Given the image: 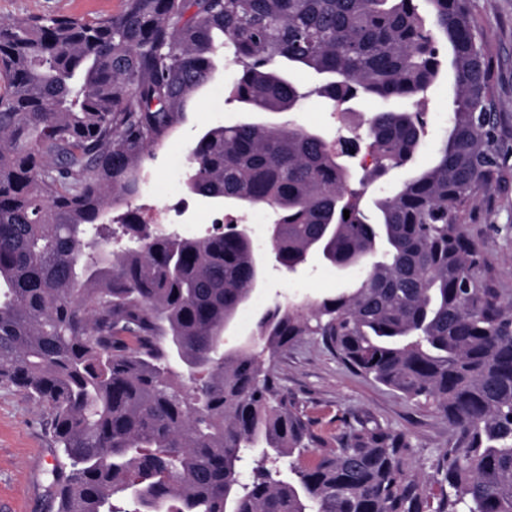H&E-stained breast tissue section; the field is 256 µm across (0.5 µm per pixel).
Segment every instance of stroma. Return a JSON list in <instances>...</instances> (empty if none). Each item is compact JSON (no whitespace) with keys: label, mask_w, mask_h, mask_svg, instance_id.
Listing matches in <instances>:
<instances>
[{"label":"stroma","mask_w":512,"mask_h":512,"mask_svg":"<svg viewBox=\"0 0 512 512\" xmlns=\"http://www.w3.org/2000/svg\"><path fill=\"white\" fill-rule=\"evenodd\" d=\"M472 5L493 40V63L504 116L498 131L501 160L512 168V0H473ZM122 7L123 0H0V19L74 15L93 20L118 14ZM228 80L227 73L216 72L189 106L185 122L166 139L149 164L143 193L130 206L108 210L106 217L110 235L117 238L112 246L116 252L134 245L123 221L127 210L144 213L166 207L176 196L189 197V207L173 223L162 225V232L201 237L210 233L216 218L222 216L244 225L260 253L263 275L226 330L224 341L229 346L247 343L259 350L264 339L257 334V322L273 302L322 300L349 287L355 273L338 270L315 252L308 254L297 271H288L271 250L267 210L216 208L189 196L186 156L204 130L272 119L271 114L249 111L230 98ZM452 101L451 79H443L429 91L424 106L429 135L416 157L417 167L433 163L435 143L448 126ZM289 118L331 139L339 125L337 114L317 96L304 100ZM467 232L483 244L496 269L498 286L512 293V176L481 194ZM275 365L282 385L300 397L318 433L338 434L352 416L370 415L409 435L415 448L413 464L425 473L448 442V426L435 412L347 370L322 348L317 337H304L278 356ZM55 454L56 445L33 401L23 392L0 388V512H50L48 472Z\"/></svg>","instance_id":"obj_1"}]
</instances>
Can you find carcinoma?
I'll return each mask as SVG.
<instances>
[{
	"mask_svg": "<svg viewBox=\"0 0 512 512\" xmlns=\"http://www.w3.org/2000/svg\"><path fill=\"white\" fill-rule=\"evenodd\" d=\"M452 52L454 107L434 163L410 165L421 110L373 113L332 142L290 122L206 130L187 187L275 210L276 260L315 251L356 287L270 308L252 346L224 348L260 264L243 230L138 233L112 255L105 212L211 82L255 112L309 96L421 101ZM492 39L470 0H124L113 16L0 22V388L39 407L57 445L53 512H512V296L465 230L505 180ZM376 156L360 188L339 162ZM349 218H344V211ZM304 336L356 375L431 408L448 448L428 474L408 436L355 416L317 433L275 358ZM308 454L306 464L280 459Z\"/></svg>",
	"mask_w": 512,
	"mask_h": 512,
	"instance_id": "cac0c4a2",
	"label": "carcinoma"
}]
</instances>
